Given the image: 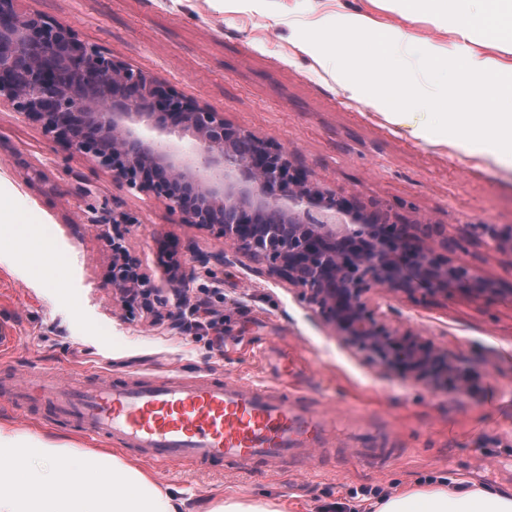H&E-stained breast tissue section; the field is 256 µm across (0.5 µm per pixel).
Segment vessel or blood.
<instances>
[{
  "label": "vessel or blood",
  "mask_w": 512,
  "mask_h": 512,
  "mask_svg": "<svg viewBox=\"0 0 512 512\" xmlns=\"http://www.w3.org/2000/svg\"><path fill=\"white\" fill-rule=\"evenodd\" d=\"M35 381L56 413L78 418L91 435L139 449L151 465L309 460L327 428L318 413L233 380L151 376L85 388L42 372Z\"/></svg>",
  "instance_id": "obj_1"
}]
</instances>
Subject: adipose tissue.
Returning a JSON list of instances; mask_svg holds the SVG:
<instances>
[{
	"label": "adipose tissue",
	"mask_w": 512,
	"mask_h": 512,
	"mask_svg": "<svg viewBox=\"0 0 512 512\" xmlns=\"http://www.w3.org/2000/svg\"><path fill=\"white\" fill-rule=\"evenodd\" d=\"M0 512H185V502L109 452L0 424ZM374 512H512V488L439 483L379 500Z\"/></svg>",
	"instance_id": "adipose-tissue-1"
}]
</instances>
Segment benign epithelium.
Instances as JSON below:
<instances>
[{"mask_svg":"<svg viewBox=\"0 0 512 512\" xmlns=\"http://www.w3.org/2000/svg\"><path fill=\"white\" fill-rule=\"evenodd\" d=\"M0 0V103L39 121L112 176L179 214L181 223L215 228L235 253L300 290L345 341L416 376L466 377L439 364L435 349L409 329L393 332L366 305L375 288L422 299L460 290L478 297L482 279L457 257L441 225L391 224L380 209L346 208L345 199L296 168L288 150L224 120V114L163 86L77 39L70 27ZM176 141L162 144V138ZM88 223L112 247V294L121 308L144 291L173 298L169 316L198 313L187 293L186 263L163 264L156 286L128 257L123 223L93 209Z\"/></svg>","mask_w":512,"mask_h":512,"instance_id":"benign-epithelium-1","label":"benign epithelium"}]
</instances>
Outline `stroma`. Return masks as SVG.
<instances>
[{"mask_svg":"<svg viewBox=\"0 0 512 512\" xmlns=\"http://www.w3.org/2000/svg\"><path fill=\"white\" fill-rule=\"evenodd\" d=\"M26 9L69 25L79 37L150 72L226 121L287 146L308 177L345 197L448 227L463 260L493 291L419 300L376 290L367 304L392 330L415 329L473 375L464 389L381 365L340 339L287 282L256 262L225 256L213 229L131 189L67 150L39 122L0 104V321L17 347L0 355V381L36 370L114 378L204 374L284 387L332 426L316 462L272 471L216 462L198 472L177 464L144 467L136 450L123 463L147 468L159 487L183 491L198 512L217 500L265 495L287 512H370L383 496L443 476L512 488V162L465 154L446 135L415 137L424 112L389 122L348 98L330 60L296 46L300 29L360 13L400 27L415 46L444 48L454 31L410 19L384 0H25ZM126 217L119 230L130 256L158 275L164 252L186 259L198 325L154 321L112 299V252L91 230L90 208ZM50 233H43L42 225ZM0 423L73 448H96L79 424L51 415L37 392L16 411L0 394Z\"/></svg>","mask_w":512,"mask_h":512,"instance_id":"1","label":"stroma"}]
</instances>
